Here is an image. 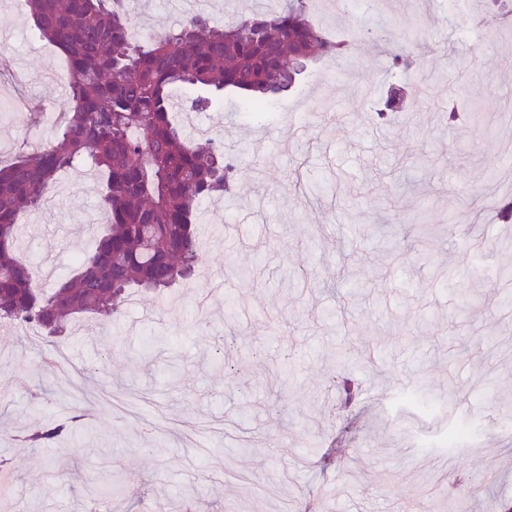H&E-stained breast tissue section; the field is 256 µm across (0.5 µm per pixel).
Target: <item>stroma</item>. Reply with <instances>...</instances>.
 <instances>
[{
    "label": "stroma",
    "mask_w": 512,
    "mask_h": 512,
    "mask_svg": "<svg viewBox=\"0 0 512 512\" xmlns=\"http://www.w3.org/2000/svg\"><path fill=\"white\" fill-rule=\"evenodd\" d=\"M372 0L313 20L350 40L346 72L324 59L284 97L254 110L239 98L177 119L191 139L226 144L240 188L200 211L199 273L167 297L134 299L91 333L78 318L62 365L35 328L0 324V456L12 481L0 512H86L89 469L118 472L114 512H396L410 494L432 512H503L512 502V223L487 218L512 169V0ZM183 18L171 0H140L134 29ZM400 49L425 100L378 111L395 84L375 60ZM66 64L28 15L0 8V162L52 140ZM481 122L449 126V98ZM99 177L68 170L22 220L25 255L44 288L91 250L106 219ZM233 337L253 357L240 375L212 367V343ZM355 376L349 407L331 377ZM94 434L61 443L57 470L20 431L68 407ZM467 426L471 437L444 448ZM480 479L481 492L460 483Z\"/></svg>",
    "instance_id": "1"
}]
</instances>
